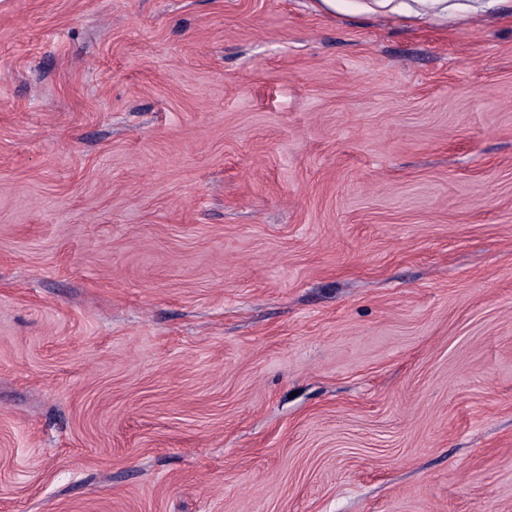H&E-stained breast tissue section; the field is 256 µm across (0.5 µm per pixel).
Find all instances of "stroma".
Returning <instances> with one entry per match:
<instances>
[{"mask_svg": "<svg viewBox=\"0 0 512 512\" xmlns=\"http://www.w3.org/2000/svg\"><path fill=\"white\" fill-rule=\"evenodd\" d=\"M0 512H512V0H0Z\"/></svg>", "mask_w": 512, "mask_h": 512, "instance_id": "35a3bbf8", "label": "stroma"}]
</instances>
